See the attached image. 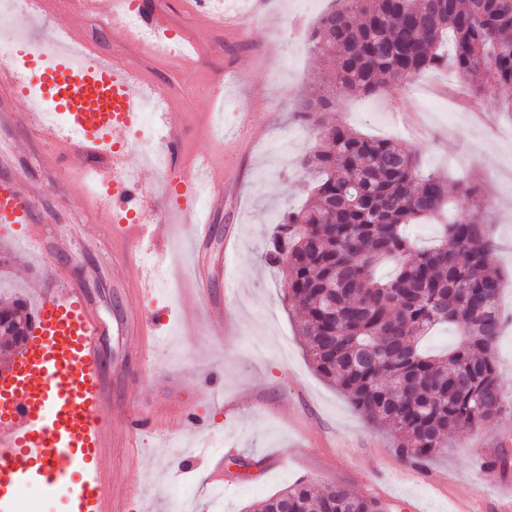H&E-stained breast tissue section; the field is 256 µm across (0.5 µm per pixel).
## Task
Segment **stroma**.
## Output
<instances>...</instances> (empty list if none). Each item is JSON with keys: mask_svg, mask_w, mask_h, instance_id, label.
<instances>
[{"mask_svg": "<svg viewBox=\"0 0 512 512\" xmlns=\"http://www.w3.org/2000/svg\"><path fill=\"white\" fill-rule=\"evenodd\" d=\"M150 2L175 32L199 44V61L186 65L153 56L119 35L118 18L96 27L54 13L34 22L28 34L47 37L57 28L77 27L100 52L127 53L160 86L177 87L187 114V153L207 152L230 180L223 207L211 217V236L198 252L190 250L189 221L167 225L165 250L145 258L154 285L134 294L123 261L112 254L110 229L76 204L83 184L57 191L54 181L67 165L43 162L63 124L27 132L23 119L30 104L17 98L4 103L16 123L0 126V175L23 178L38 197L44 242L57 258L56 271H49L27 239L0 232V254L13 258L0 264V289L32 305L52 273L77 282L99 319L113 411L133 402L165 424L132 448L122 421L114 420L103 465L130 492L121 512H174L181 502L193 512H210V492L218 485L224 488L222 512H247L299 480L376 496L388 512H458L475 496L481 512H494L493 502L512 485V469L484 486L474 478L498 443L512 440V413L450 438L447 454L424 467L401 461L392 431L367 422L314 370L298 334L300 311L285 299L282 274L262 260L280 215L308 198L309 177L297 160L318 144L319 134L303 119L298 100L316 91L325 72L309 33L331 0H319L313 10L299 8L297 0H265L258 13L234 0L231 15L245 29L240 37L221 23L204 25L186 9L187 0ZM330 119L397 142L417 156L423 171L447 179L451 204L443 215L412 225L418 245H430L447 220L480 212L495 242L491 259L503 276L500 305L508 318L494 353L512 382V111L491 88L464 97L453 72L441 68L374 96H341ZM118 141L130 150L148 197L166 211L182 204L151 162L149 144L129 131ZM473 183L481 188L476 198L463 192ZM217 267L223 279L207 294L193 293V276ZM214 306L224 309L226 334L218 333L208 314ZM149 316L159 317L160 334L144 360L124 330ZM189 412L202 420L203 433L180 424ZM216 437L223 447H212ZM236 457L258 466L238 468Z\"/></svg>", "mask_w": 512, "mask_h": 512, "instance_id": "stroma-1", "label": "stroma"}]
</instances>
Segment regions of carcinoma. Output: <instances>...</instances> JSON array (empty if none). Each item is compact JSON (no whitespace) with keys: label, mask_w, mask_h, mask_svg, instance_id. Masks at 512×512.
Masks as SVG:
<instances>
[{"label":"carcinoma","mask_w":512,"mask_h":512,"mask_svg":"<svg viewBox=\"0 0 512 512\" xmlns=\"http://www.w3.org/2000/svg\"><path fill=\"white\" fill-rule=\"evenodd\" d=\"M330 77L301 102L321 144L299 164L316 175L313 201L286 212L264 255L280 267L287 300L302 312L301 336L316 371L369 420L393 429L394 452L420 465L448 452V438L506 413L492 353L503 288L493 243L478 213L442 226L439 243L416 246L409 225L448 201L441 176L390 139L329 124L336 91L372 95L448 67L471 95L482 77L512 107V0H337L310 34ZM393 262L378 278L376 267ZM19 297L0 298V353L19 350L30 316ZM458 339L432 351L441 325ZM387 512L375 497L298 481L250 512Z\"/></svg>","instance_id":"1"}]
</instances>
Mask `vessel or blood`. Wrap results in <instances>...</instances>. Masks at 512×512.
Instances as JSON below:
<instances>
[{"mask_svg":"<svg viewBox=\"0 0 512 512\" xmlns=\"http://www.w3.org/2000/svg\"><path fill=\"white\" fill-rule=\"evenodd\" d=\"M122 3L36 0L32 13L39 17L50 9L112 18L120 14ZM139 21L158 37L170 33L166 17L149 7H141ZM86 45L84 33L73 28L30 43L23 62L1 58L0 90L16 95L28 85L25 74H32L34 81L28 86L40 105L29 114L31 131L46 129L48 111L58 112L68 130L54 140L52 159L70 160L71 171L79 178L92 172L111 180L113 193L95 200L92 209L107 220L122 212L136 215V223L113 225L112 240L127 256L130 280L146 288L150 279L144 258L165 244L155 224V209L141 182L125 177L128 151L105 155L100 147L137 125L142 102L158 89L149 79L129 75L109 60H76L74 48ZM166 116V149L175 161L177 185L191 187L204 171L213 186L205 210L187 208L195 223L208 226L212 209L224 202L227 178L208 157L183 160L184 115L172 106ZM0 222L21 225L30 242L42 240L36 197L21 178H0ZM98 335L83 288L66 284L42 292L30 335L0 370V512H11L20 492L35 482L51 491L67 489L69 512H112L114 487L101 464L112 435V408L101 375ZM155 422L154 412L130 410L124 414V431L135 437L153 429ZM24 460L36 461V471L21 468Z\"/></svg>","mask_w":512,"mask_h":512,"instance_id":"b4317fda","label":"vessel or blood"}]
</instances>
